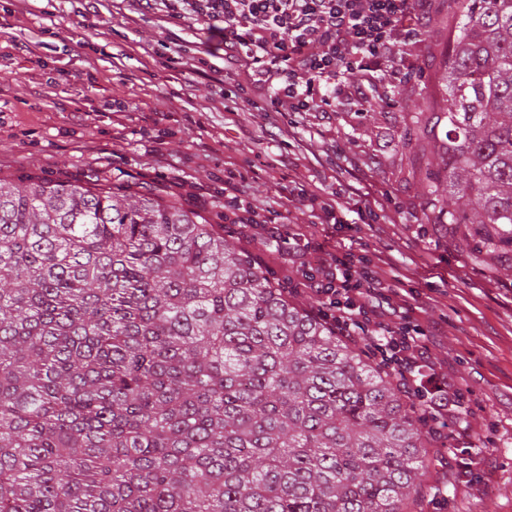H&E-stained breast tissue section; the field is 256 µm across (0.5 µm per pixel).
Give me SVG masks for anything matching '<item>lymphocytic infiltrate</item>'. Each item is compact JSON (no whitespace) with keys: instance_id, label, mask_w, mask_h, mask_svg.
<instances>
[{"instance_id":"lymphocytic-infiltrate-1","label":"lymphocytic infiltrate","mask_w":512,"mask_h":512,"mask_svg":"<svg viewBox=\"0 0 512 512\" xmlns=\"http://www.w3.org/2000/svg\"><path fill=\"white\" fill-rule=\"evenodd\" d=\"M130 13L165 8L172 20L191 18L224 38V67H245L253 88L270 93L278 112H327L347 99L361 108L370 98L352 76L388 66L396 81L414 69L408 47L420 43L433 13V0H126ZM238 168L224 171V207L232 224H255L263 201L250 197ZM350 195L344 187L317 196L302 191L283 209L303 206L342 223ZM288 261L302 266V288L322 298L319 317L338 335L360 338L365 351L387 370L415 404L430 431L457 416L460 397L448 392V376L427 369L423 333L417 326L394 325L377 312L380 301L403 303L397 285L368 268L365 256L346 251L318 266L304 265L311 247L300 230L288 235Z\"/></svg>"}]
</instances>
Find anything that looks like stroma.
Wrapping results in <instances>:
<instances>
[{"mask_svg": "<svg viewBox=\"0 0 512 512\" xmlns=\"http://www.w3.org/2000/svg\"><path fill=\"white\" fill-rule=\"evenodd\" d=\"M124 0H0V178L36 175L71 184L97 174L107 184L175 196L236 245H248L280 283L299 279L270 233L224 222V166L237 163L251 195L278 209L296 183L329 192L350 185L372 212L348 226L320 223L309 210L290 219L308 232L309 265L344 246L365 250L381 276L408 292L407 317L426 333L427 358L461 396V415L440 428L425 512H512V275L474 270L416 220L427 184L409 179L397 144L416 136L419 112L443 107L438 77L448 27L458 15L438 0L419 61L402 85L389 71L355 75L387 109L337 106L282 115L269 96L239 91L244 73H225L224 39L193 21L150 11L127 22ZM42 41L32 67L16 46ZM237 111L210 109L225 92ZM292 125L293 136L280 132Z\"/></svg>", "mask_w": 512, "mask_h": 512, "instance_id": "obj_1", "label": "stroma"}]
</instances>
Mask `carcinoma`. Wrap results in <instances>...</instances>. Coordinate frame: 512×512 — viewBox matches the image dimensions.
<instances>
[{"mask_svg":"<svg viewBox=\"0 0 512 512\" xmlns=\"http://www.w3.org/2000/svg\"><path fill=\"white\" fill-rule=\"evenodd\" d=\"M421 209L512 271V0H454ZM150 191L0 179V512H414L429 435L224 227Z\"/></svg>","mask_w":512,"mask_h":512,"instance_id":"carcinoma-1","label":"carcinoma"}]
</instances>
